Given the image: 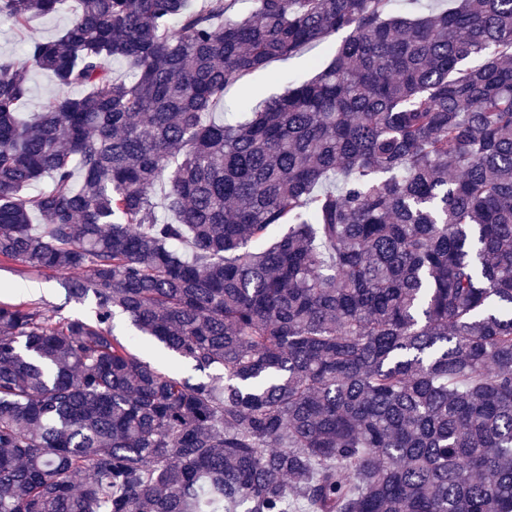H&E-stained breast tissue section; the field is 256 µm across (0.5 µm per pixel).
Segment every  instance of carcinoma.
I'll return each instance as SVG.
<instances>
[{
	"label": "carcinoma",
	"mask_w": 512,
	"mask_h": 512,
	"mask_svg": "<svg viewBox=\"0 0 512 512\" xmlns=\"http://www.w3.org/2000/svg\"><path fill=\"white\" fill-rule=\"evenodd\" d=\"M74 2L0 58V258L95 318L0 301V512H512V0ZM32 68L85 93L25 113ZM70 4L58 13L35 20L28 31L19 32L0 26V56L12 57L18 64H28L26 42L29 38L51 39L61 35L70 24ZM346 35V31H339L331 36L326 44L308 46L290 58L274 61L267 72L255 73L244 82L231 86L225 93L224 105H220L214 111L217 112L216 117L224 119V113L233 112L243 98L261 103L281 93L288 83H301L310 79L316 72V66L325 65L332 57L333 51L326 50L325 45L335 48ZM268 72L277 73L279 79H271ZM145 359L165 373L177 372L182 376L198 377L201 375L186 361L176 359L158 350H153L145 355Z\"/></svg>",
	"instance_id": "obj_1"
}]
</instances>
